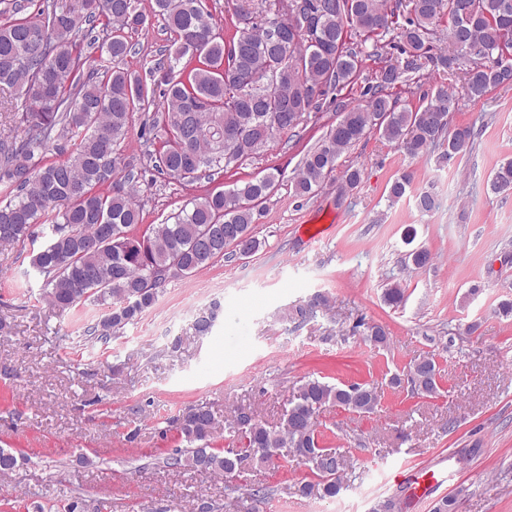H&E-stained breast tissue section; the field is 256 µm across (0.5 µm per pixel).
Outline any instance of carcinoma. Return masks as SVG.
Wrapping results in <instances>:
<instances>
[{"label":"carcinoma","instance_id":"carcinoma-1","mask_svg":"<svg viewBox=\"0 0 512 512\" xmlns=\"http://www.w3.org/2000/svg\"><path fill=\"white\" fill-rule=\"evenodd\" d=\"M408 6L400 24L388 0H303L296 17L278 11L268 20L242 5L235 34L226 38L205 0H153L148 13L134 0H15L0 22V89L23 96V130L18 139H0V244L23 247L46 237L30 264L44 277L51 307L62 315L87 301L107 306L87 333L110 339L152 307L167 283L224 257L225 241L248 256L258 252L253 224L277 183L269 173L208 191L139 235L137 181L133 171L123 173L118 153L134 114L155 97L164 99L161 144L150 159L158 173L194 182L207 170L226 171L268 150L329 91L355 82L363 58L346 45L350 31L367 40L396 32L400 50L411 57L407 71L419 69L421 59L444 71L469 62L464 80L471 100L512 84V0H409ZM150 14L163 19L170 48L148 82L127 67V57L129 33L144 28ZM445 19L448 41L459 36L468 47L455 59L435 45ZM277 23L288 32L283 46L266 38ZM402 75L385 66L364 103L327 129L293 178L297 196H314L340 156L373 131L412 158L435 149L445 135L450 150L440 159L456 155L461 143L473 150L470 128L451 133L437 120L459 107L448 86L435 85L427 104L413 110L387 92ZM362 178V168L347 167L336 181L337 198ZM412 179L410 172L394 179L389 200L402 198ZM490 189L512 191L511 159L494 172ZM220 314L218 302L198 314L194 334L208 335ZM439 374L431 355L409 365L406 376L413 391L428 397L439 394ZM380 401L368 384L339 387L309 378L275 427L249 408L233 410L224 420L233 447L222 449L211 447L217 416L205 403L190 405L176 419L188 447L165 464L227 476L241 457L264 461L275 451L306 465L323 495L333 497L347 487L346 459L319 445V417L335 406L372 413Z\"/></svg>","mask_w":512,"mask_h":512}]
</instances>
